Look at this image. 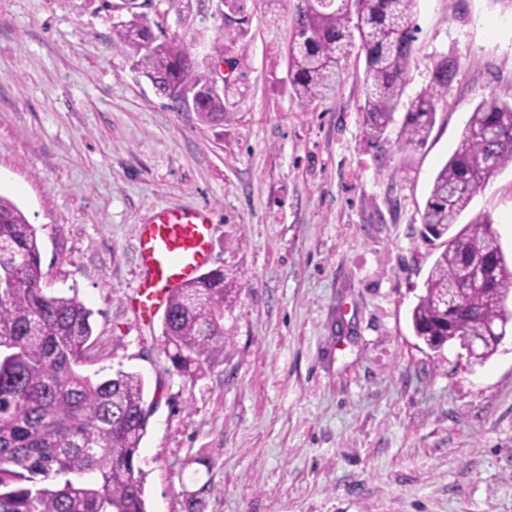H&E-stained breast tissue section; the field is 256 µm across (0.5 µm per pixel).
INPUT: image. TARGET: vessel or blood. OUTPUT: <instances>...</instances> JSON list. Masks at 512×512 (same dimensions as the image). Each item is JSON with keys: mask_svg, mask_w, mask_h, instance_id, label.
Returning <instances> with one entry per match:
<instances>
[{"mask_svg": "<svg viewBox=\"0 0 512 512\" xmlns=\"http://www.w3.org/2000/svg\"><path fill=\"white\" fill-rule=\"evenodd\" d=\"M214 233L213 213L205 206L162 207L140 225L137 253L144 278L135 308L141 316L166 308L176 288L211 264Z\"/></svg>", "mask_w": 512, "mask_h": 512, "instance_id": "b4317fda", "label": "vessel or blood"}]
</instances>
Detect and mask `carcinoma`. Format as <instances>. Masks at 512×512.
I'll list each match as a JSON object with an SVG mask.
<instances>
[{"label":"carcinoma","instance_id":"cac0c4a2","mask_svg":"<svg viewBox=\"0 0 512 512\" xmlns=\"http://www.w3.org/2000/svg\"><path fill=\"white\" fill-rule=\"evenodd\" d=\"M303 2L294 5L284 47L294 96L306 109L325 101L342 63L357 50L365 59L363 135L385 154L417 39L416 0ZM224 8L211 46L214 62L226 60L248 32L242 0H225ZM112 44L132 50L139 72L172 111L216 123L234 106L235 82L215 91L210 66L183 39L157 36L145 13L129 11L113 24ZM458 70L456 58L437 59L429 84L407 106L398 150L424 145ZM508 164L512 103L488 96L434 175L421 214L425 235L448 236L411 311L415 335L434 351L465 336L476 344L469 357L482 362L512 322L506 305L512 263L491 218L478 216L449 235L473 197ZM42 280L35 226L0 196V512H147L139 462L152 404L144 379L123 370L99 379L81 373L93 312L75 294H47ZM237 295V281L221 269L175 290L162 343L175 370L199 378L224 355V312Z\"/></svg>","mask_w":512,"mask_h":512}]
</instances>
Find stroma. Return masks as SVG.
I'll return each mask as SVG.
<instances>
[{
  "label": "stroma",
  "mask_w": 512,
  "mask_h": 512,
  "mask_svg": "<svg viewBox=\"0 0 512 512\" xmlns=\"http://www.w3.org/2000/svg\"><path fill=\"white\" fill-rule=\"evenodd\" d=\"M296 0H245L231 51L243 93L222 123L173 112L112 45L104 0H0V195L37 229L47 293L93 312L81 366L140 373L154 403L141 444L148 512H512V328L484 362L432 351L410 311L440 252L420 214L484 96L512 102V8L417 0L406 98L434 61L461 69L426 144L377 158L358 106L364 59L299 106L282 51ZM152 28L205 57L219 20L148 7ZM208 206L213 267L239 279L230 341L199 379L143 318L137 231L160 207ZM512 256V165L473 199Z\"/></svg>",
  "instance_id": "obj_1"
}]
</instances>
